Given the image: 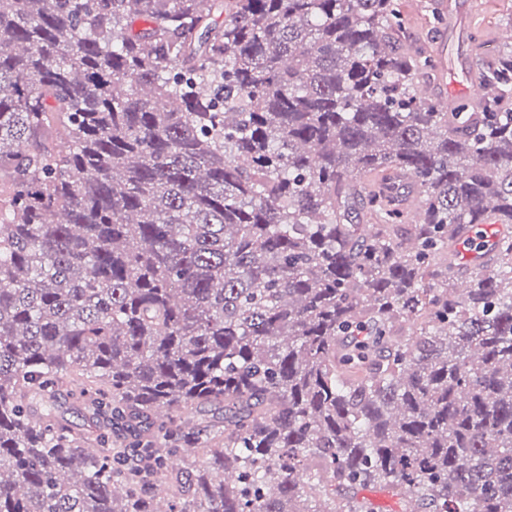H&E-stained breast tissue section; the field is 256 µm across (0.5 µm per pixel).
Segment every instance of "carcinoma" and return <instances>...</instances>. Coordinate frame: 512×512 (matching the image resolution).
I'll list each match as a JSON object with an SVG mask.
<instances>
[{
    "instance_id": "carcinoma-1",
    "label": "carcinoma",
    "mask_w": 512,
    "mask_h": 512,
    "mask_svg": "<svg viewBox=\"0 0 512 512\" xmlns=\"http://www.w3.org/2000/svg\"><path fill=\"white\" fill-rule=\"evenodd\" d=\"M402 37L396 0H0V512H512V45L448 112ZM64 384L170 446L88 451ZM69 388H63L57 395L56 408L58 414L75 430H90V414L78 396H72ZM360 496L366 497L372 504L375 512H402L405 508L404 502L386 491L364 490Z\"/></svg>"
}]
</instances>
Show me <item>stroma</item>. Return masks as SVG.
I'll list each match as a JSON object with an SVG mask.
<instances>
[{
  "label": "stroma",
  "instance_id": "35a3bbf8",
  "mask_svg": "<svg viewBox=\"0 0 512 512\" xmlns=\"http://www.w3.org/2000/svg\"><path fill=\"white\" fill-rule=\"evenodd\" d=\"M408 27V46L426 51L435 62L425 82L434 97L467 101L481 80V63L497 47L498 29L512 28V0H397ZM443 22L432 25V13Z\"/></svg>",
  "mask_w": 512,
  "mask_h": 512
}]
</instances>
